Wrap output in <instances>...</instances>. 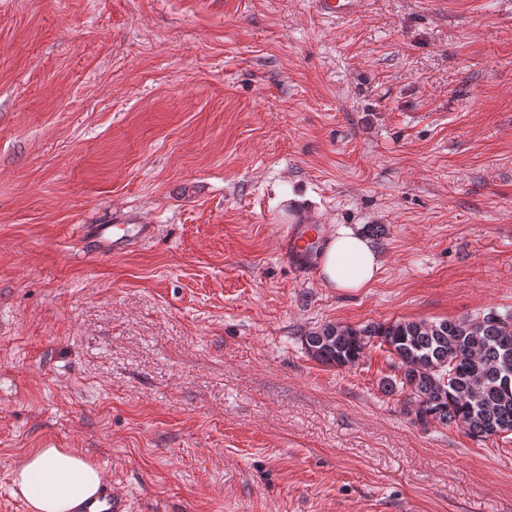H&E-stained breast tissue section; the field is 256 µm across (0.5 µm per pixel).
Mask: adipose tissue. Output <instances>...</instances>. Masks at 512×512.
I'll use <instances>...</instances> for the list:
<instances>
[{
  "instance_id": "adipose-tissue-1",
  "label": "adipose tissue",
  "mask_w": 512,
  "mask_h": 512,
  "mask_svg": "<svg viewBox=\"0 0 512 512\" xmlns=\"http://www.w3.org/2000/svg\"><path fill=\"white\" fill-rule=\"evenodd\" d=\"M380 268L368 239L342 226L327 244L320 271L326 286L355 291L370 287ZM105 480L101 469L70 448L36 449L13 471L16 492L31 512H76L79 505L98 493Z\"/></svg>"
}]
</instances>
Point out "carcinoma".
Here are the masks:
<instances>
[{"label": "carcinoma", "mask_w": 512, "mask_h": 512, "mask_svg": "<svg viewBox=\"0 0 512 512\" xmlns=\"http://www.w3.org/2000/svg\"><path fill=\"white\" fill-rule=\"evenodd\" d=\"M377 340L397 360L398 390L416 405L418 422L453 424L478 440L512 435L511 310L361 328L327 324L302 343L319 362L347 367L360 362Z\"/></svg>", "instance_id": "carcinoma-1"}]
</instances>
